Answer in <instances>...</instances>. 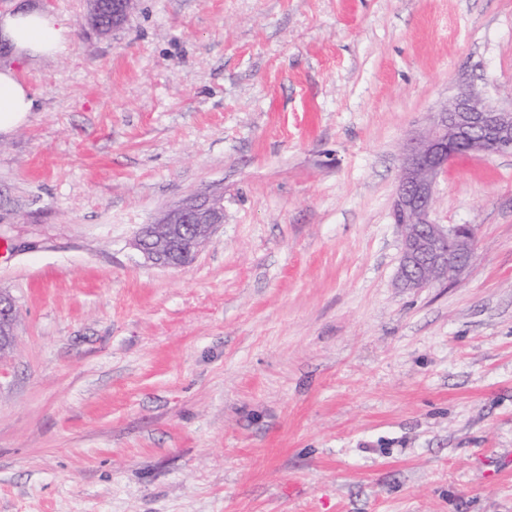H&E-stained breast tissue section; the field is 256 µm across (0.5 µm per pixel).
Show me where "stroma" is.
I'll return each mask as SVG.
<instances>
[{"instance_id": "35a3bbf8", "label": "stroma", "mask_w": 512, "mask_h": 512, "mask_svg": "<svg viewBox=\"0 0 512 512\" xmlns=\"http://www.w3.org/2000/svg\"><path fill=\"white\" fill-rule=\"evenodd\" d=\"M0 137V512H512V154L430 218L456 279L396 283L406 140L458 92L512 106V0H139ZM224 197L195 262L141 225ZM17 315L11 299L0 294V353L12 345Z\"/></svg>"}]
</instances>
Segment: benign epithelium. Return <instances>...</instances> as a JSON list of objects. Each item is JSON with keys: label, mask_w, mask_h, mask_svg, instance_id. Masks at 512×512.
Instances as JSON below:
<instances>
[{"label": "benign epithelium", "mask_w": 512, "mask_h": 512, "mask_svg": "<svg viewBox=\"0 0 512 512\" xmlns=\"http://www.w3.org/2000/svg\"><path fill=\"white\" fill-rule=\"evenodd\" d=\"M133 2L112 0V21L105 24L100 0H90L88 21L102 34L120 29L133 12ZM486 154H512V107L491 106L467 90L436 113L427 130L406 143L393 209L401 232V287L416 290L444 283L470 262L477 232L469 224L433 223V188L438 175L457 157ZM222 223L223 198L195 196L140 227L133 245L156 266L184 268L198 255L196 243L207 241ZM16 321L11 299L0 294V353L12 345Z\"/></svg>", "instance_id": "1"}]
</instances>
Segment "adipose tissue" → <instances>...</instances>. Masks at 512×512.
Segmentation results:
<instances>
[{"instance_id":"obj_1","label":"adipose tissue","mask_w":512,"mask_h":512,"mask_svg":"<svg viewBox=\"0 0 512 512\" xmlns=\"http://www.w3.org/2000/svg\"><path fill=\"white\" fill-rule=\"evenodd\" d=\"M65 18L46 12L18 11L0 14V41L20 58H47L68 43ZM39 106L38 96L14 67H0V134L26 123Z\"/></svg>"}]
</instances>
